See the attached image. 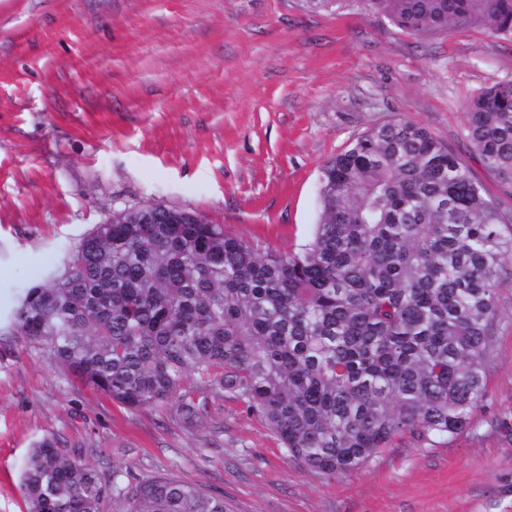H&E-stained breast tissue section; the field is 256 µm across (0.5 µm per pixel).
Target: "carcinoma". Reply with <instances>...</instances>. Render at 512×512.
I'll return each instance as SVG.
<instances>
[{
  "label": "carcinoma",
  "instance_id": "1",
  "mask_svg": "<svg viewBox=\"0 0 512 512\" xmlns=\"http://www.w3.org/2000/svg\"><path fill=\"white\" fill-rule=\"evenodd\" d=\"M401 31L482 27L512 36V0H359ZM470 152L512 187V80L472 96ZM312 239L261 251L192 216L141 223L118 209L25 289L12 325L54 366L127 408L174 400L193 426L189 385L241 403L317 474L368 464L398 436L447 437L483 402L512 277V215L430 131L374 126L321 168ZM117 488L119 512H227L224 498L168 475ZM28 512H103L107 484L45 439L21 484Z\"/></svg>",
  "mask_w": 512,
  "mask_h": 512
}]
</instances>
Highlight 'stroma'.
<instances>
[{
    "label": "stroma",
    "mask_w": 512,
    "mask_h": 512,
    "mask_svg": "<svg viewBox=\"0 0 512 512\" xmlns=\"http://www.w3.org/2000/svg\"><path fill=\"white\" fill-rule=\"evenodd\" d=\"M512 79V39L413 37L357 0H0V512L49 438L120 484L174 475L230 512H512V282L485 397L451 437L404 435L345 474L302 469L235 400L196 427L71 383L11 330L21 288L113 210L173 204L258 249L311 239L324 162L406 119L468 163L504 213L512 188L471 155L462 113Z\"/></svg>",
    "instance_id": "35a3bbf8"
}]
</instances>
